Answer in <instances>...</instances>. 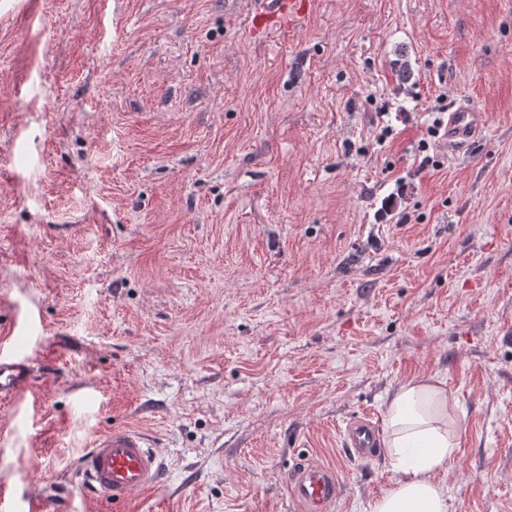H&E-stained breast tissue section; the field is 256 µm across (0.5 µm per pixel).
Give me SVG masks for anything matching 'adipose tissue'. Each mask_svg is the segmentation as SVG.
<instances>
[{"label":"adipose tissue","mask_w":512,"mask_h":512,"mask_svg":"<svg viewBox=\"0 0 512 512\" xmlns=\"http://www.w3.org/2000/svg\"><path fill=\"white\" fill-rule=\"evenodd\" d=\"M458 401L441 380L423 375L402 383L388 397L383 415L387 456L397 476L371 505V512H448L436 482L458 445Z\"/></svg>","instance_id":"1"}]
</instances>
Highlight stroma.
Returning a JSON list of instances; mask_svg holds the SVG:
<instances>
[{"instance_id": "1", "label": "stroma", "mask_w": 512, "mask_h": 512, "mask_svg": "<svg viewBox=\"0 0 512 512\" xmlns=\"http://www.w3.org/2000/svg\"><path fill=\"white\" fill-rule=\"evenodd\" d=\"M0 0V345L50 360L0 402V492L50 512H335L395 478L344 423L435 375L448 512H512V0ZM478 112L458 148L439 113ZM162 483L75 492L94 436ZM308 0H259L252 18V28L264 31L273 23L293 25L309 11ZM284 478L289 498L302 512H331L342 494L335 470L324 465L289 468Z\"/></svg>"}]
</instances>
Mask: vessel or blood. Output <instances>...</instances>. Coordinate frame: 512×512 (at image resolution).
I'll return each mask as SVG.
<instances>
[{"mask_svg":"<svg viewBox=\"0 0 512 512\" xmlns=\"http://www.w3.org/2000/svg\"><path fill=\"white\" fill-rule=\"evenodd\" d=\"M309 0H258L252 27L263 31L270 25L294 24L309 11ZM481 122L476 113H452L448 139L457 143L477 136ZM34 363L30 357L0 349V399H11L32 391ZM343 442L351 455L368 460L379 446L371 417L352 419L342 429ZM81 481L79 493H90L112 505L125 504L138 491L157 487L163 467L147 436L127 427H116L98 436L77 462ZM287 492L299 512H333L342 487L334 469L316 463L288 469L284 475Z\"/></svg>","mask_w":512,"mask_h":512,"instance_id":"obj_1","label":"vessel or blood"}]
</instances>
